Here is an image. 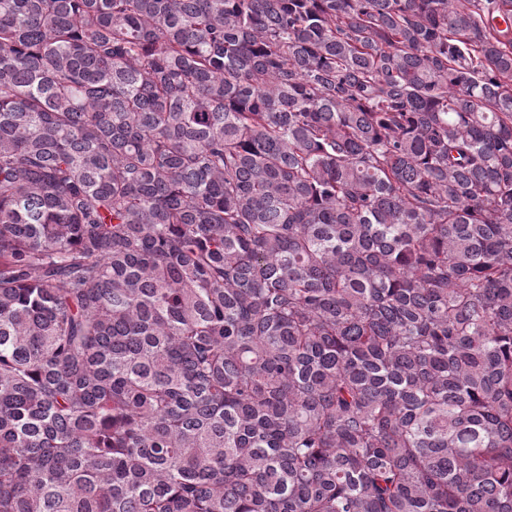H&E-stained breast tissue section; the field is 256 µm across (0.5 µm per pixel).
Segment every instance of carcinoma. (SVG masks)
I'll return each mask as SVG.
<instances>
[{"instance_id": "carcinoma-1", "label": "carcinoma", "mask_w": 512, "mask_h": 512, "mask_svg": "<svg viewBox=\"0 0 512 512\" xmlns=\"http://www.w3.org/2000/svg\"><path fill=\"white\" fill-rule=\"evenodd\" d=\"M512 0H0V512H512Z\"/></svg>"}]
</instances>
